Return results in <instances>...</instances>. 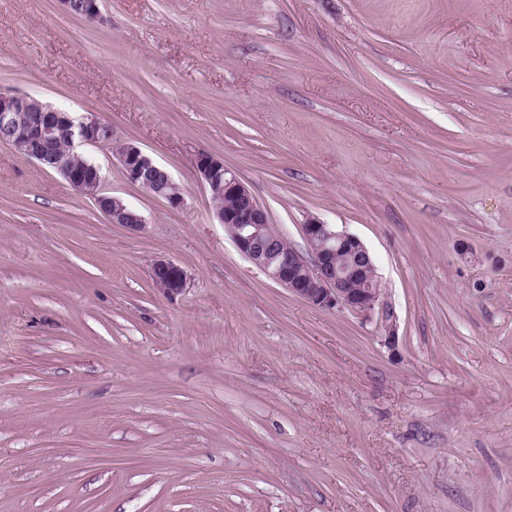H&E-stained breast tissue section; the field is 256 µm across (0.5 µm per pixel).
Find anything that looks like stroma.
I'll list each match as a JSON object with an SVG mask.
<instances>
[{
  "label": "stroma",
  "mask_w": 512,
  "mask_h": 512,
  "mask_svg": "<svg viewBox=\"0 0 512 512\" xmlns=\"http://www.w3.org/2000/svg\"><path fill=\"white\" fill-rule=\"evenodd\" d=\"M101 11L0 0V91L110 122L83 153L146 221L0 143V512H512V0ZM202 152L297 250L313 217L359 238L394 339L250 263ZM116 156L130 182L139 185L153 196L166 199L174 208L180 207L183 203V197L176 189L170 172L138 146L126 143ZM152 273L154 287L167 296L181 295L188 287L187 272L171 260H155L152 264Z\"/></svg>",
  "instance_id": "stroma-1"
}]
</instances>
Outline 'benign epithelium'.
<instances>
[{"mask_svg":"<svg viewBox=\"0 0 512 512\" xmlns=\"http://www.w3.org/2000/svg\"><path fill=\"white\" fill-rule=\"evenodd\" d=\"M106 136H112V124L94 114L77 116L31 95L0 92V142L42 168L52 167L74 191L93 199L110 223L138 231L144 217L123 198L103 193L100 166L79 152L83 146L102 145ZM116 156L130 182L174 208L183 203L170 172L138 146L126 143ZM194 167L210 198L221 201L215 209L218 223L270 279L313 306L375 314L386 338H393L394 313L384 300L372 257L357 237L313 218L303 225L308 253L289 248L223 160L201 153ZM152 273L154 287L167 296L181 295L188 287L187 272L171 260H155Z\"/></svg>","mask_w":512,"mask_h":512,"instance_id":"benign-epithelium-1","label":"benign epithelium"}]
</instances>
